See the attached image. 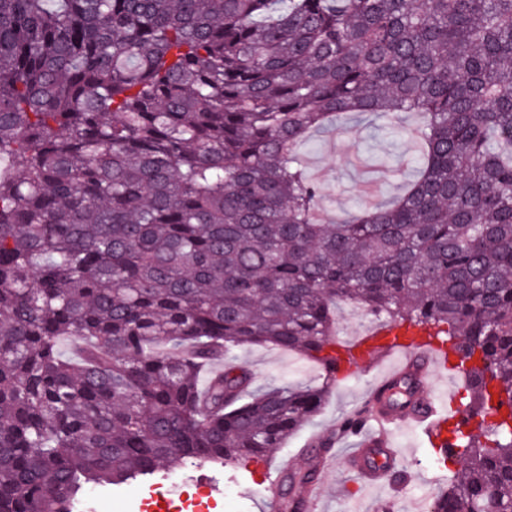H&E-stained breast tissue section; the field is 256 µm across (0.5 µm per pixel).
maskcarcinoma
<instances>
[{"instance_id": "1", "label": "carcinoma", "mask_w": 512, "mask_h": 512, "mask_svg": "<svg viewBox=\"0 0 512 512\" xmlns=\"http://www.w3.org/2000/svg\"><path fill=\"white\" fill-rule=\"evenodd\" d=\"M353 112L420 113L418 175L319 224L299 149ZM337 302L435 329L495 417L448 424L430 512H512V0H0V512L264 459L336 384ZM242 345L322 382L255 390Z\"/></svg>"}]
</instances>
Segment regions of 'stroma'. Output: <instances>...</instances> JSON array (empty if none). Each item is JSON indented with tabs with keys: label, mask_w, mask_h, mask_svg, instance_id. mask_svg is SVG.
<instances>
[{
	"label": "stroma",
	"mask_w": 512,
	"mask_h": 512,
	"mask_svg": "<svg viewBox=\"0 0 512 512\" xmlns=\"http://www.w3.org/2000/svg\"><path fill=\"white\" fill-rule=\"evenodd\" d=\"M346 132L335 125L315 131L301 146L303 162L319 182L322 198L318 215L322 223H333L347 213L389 201L414 176L411 161L416 146L402 139L381 114H355L345 120ZM237 359L250 371L255 387L304 383L317 380L319 370L312 361L262 346L236 350ZM374 376L351 369L347 379L336 384L322 411L269 459L237 466L187 461L167 473L146 477L113 491L99 492L92 512H136L152 484L171 485L174 493L192 492L194 484H206L213 496L212 512H264L267 498L276 489L274 470L281 461L300 470L307 465L306 450L312 440L334 436L341 418L368 399ZM398 452L394 476L384 478L380 488L365 490L362 477L343 463L355 439H335L333 458L322 469V489L308 502L304 512H378L380 500H390L394 512H420L424 496H436L448 486L451 476L439 463L434 449L414 426H404L388 438Z\"/></svg>",
	"instance_id": "1"
}]
</instances>
